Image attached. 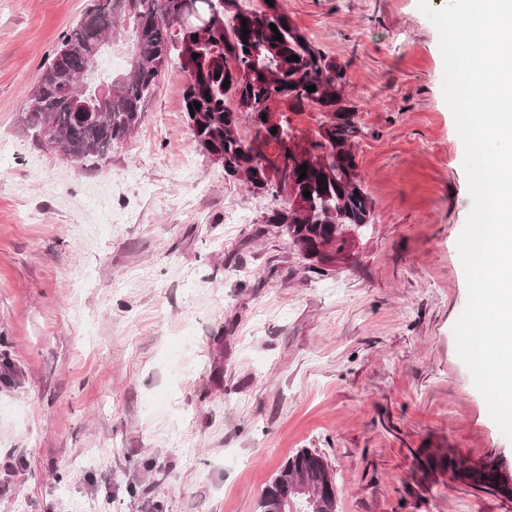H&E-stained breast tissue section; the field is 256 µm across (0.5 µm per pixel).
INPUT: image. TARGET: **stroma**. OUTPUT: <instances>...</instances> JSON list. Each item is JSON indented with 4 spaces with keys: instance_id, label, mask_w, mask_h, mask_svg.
<instances>
[{
    "instance_id": "1",
    "label": "stroma",
    "mask_w": 512,
    "mask_h": 512,
    "mask_svg": "<svg viewBox=\"0 0 512 512\" xmlns=\"http://www.w3.org/2000/svg\"><path fill=\"white\" fill-rule=\"evenodd\" d=\"M92 2L0 0V512H256L302 448L336 512H512L427 467L512 468V440L456 350L472 201L418 0H285L345 73L372 202L322 275L193 144L178 61L105 162L36 142L26 100Z\"/></svg>"
}]
</instances>
